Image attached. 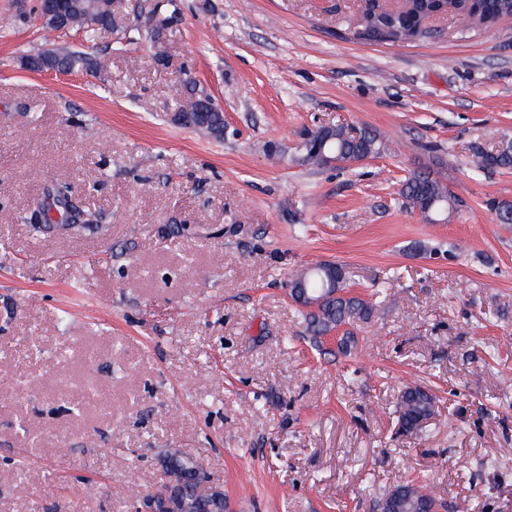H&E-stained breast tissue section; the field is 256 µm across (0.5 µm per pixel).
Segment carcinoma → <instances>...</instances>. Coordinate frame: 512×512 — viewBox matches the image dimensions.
Returning <instances> with one entry per match:
<instances>
[{
  "label": "carcinoma",
  "mask_w": 512,
  "mask_h": 512,
  "mask_svg": "<svg viewBox=\"0 0 512 512\" xmlns=\"http://www.w3.org/2000/svg\"><path fill=\"white\" fill-rule=\"evenodd\" d=\"M447 4L448 10L467 21L460 29L471 30L468 24L472 15L469 0H409L401 13L385 10L378 0H363L360 11L348 25L349 32L357 39L368 42L399 43L416 40L425 35L417 30L423 15ZM58 8L69 18L71 28L85 30L93 37L103 27H115V17L108 12L104 0H60ZM484 9L501 19L512 17V0H487ZM94 67L100 72V62L80 52L58 53L45 51L28 59L33 70L69 71L76 65ZM192 123H204L212 135H224V112L218 107L203 117L192 114ZM314 146V152L301 151L302 162L308 165L324 166L326 158H336L342 168L354 167L366 159L374 158L384 150L380 137L367 129L353 135L343 127H319L306 134ZM484 167L512 168V139L501 141L491 153ZM401 196L405 206L419 212L432 223L453 211L456 198L448 185L428 169L413 171L405 180ZM72 197L71 186L57 183L47 188L29 211L18 216L23 224L33 223L34 213L61 200ZM290 296L299 307L300 315L306 322V331L315 343L321 337L343 326H354L371 318L373 306L347 291L346 276L342 266L336 263H318L295 274L290 280ZM400 430L410 433L422 428L434 413L432 396L420 387H407L400 395ZM166 472L176 476L177 494L196 497L194 512H221L205 495H195L196 484L192 481L195 461L179 448L165 449ZM442 507L426 486L416 482L398 484L385 493L377 502L378 512H438Z\"/></svg>",
  "instance_id": "carcinoma-1"
}]
</instances>
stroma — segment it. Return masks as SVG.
Returning a JSON list of instances; mask_svg holds the SVG:
<instances>
[{"label":"stroma","mask_w":512,"mask_h":512,"mask_svg":"<svg viewBox=\"0 0 512 512\" xmlns=\"http://www.w3.org/2000/svg\"><path fill=\"white\" fill-rule=\"evenodd\" d=\"M358 0H125L86 39L0 0V512H130L180 448L226 512H377L423 481L442 512H512V18L445 17L369 43ZM158 39L143 36L145 23ZM102 73L33 71L50 45ZM224 136L177 125L187 83ZM376 131L353 169L300 163L304 130ZM426 167L458 204L403 207ZM58 180L101 224L17 217ZM320 261L379 292L355 343L313 346L288 282ZM435 400L399 430L401 392Z\"/></svg>","instance_id":"obj_1"}]
</instances>
